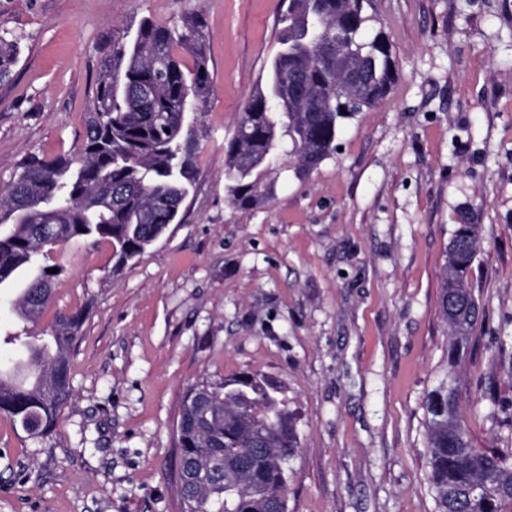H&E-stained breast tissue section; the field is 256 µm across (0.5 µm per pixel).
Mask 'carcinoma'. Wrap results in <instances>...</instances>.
<instances>
[{
  "label": "carcinoma",
  "mask_w": 512,
  "mask_h": 512,
  "mask_svg": "<svg viewBox=\"0 0 512 512\" xmlns=\"http://www.w3.org/2000/svg\"><path fill=\"white\" fill-rule=\"evenodd\" d=\"M366 0H288L280 12L279 50L240 113L225 144L224 180L231 199L253 205L267 196L284 145L294 173L305 176L336 151L342 121L387 98L395 78L391 46L372 31ZM310 34H305V27ZM193 11L180 22L143 19L132 42L113 40L95 86L85 135L73 153L30 154L0 192V287L23 282L16 316L36 323L64 272L48 263L75 238L112 244L117 265L140 256L179 215L197 176V142L187 114L201 112L212 86L203 36ZM20 36L0 29V82L10 79ZM360 64L366 83L358 107L345 109L341 68ZM480 248L479 225L462 217L445 247L440 310L451 331L442 375L422 402L426 477L434 512H512V451L474 448L462 420L467 388L458 369L469 352L479 302L468 273ZM57 272H51L52 268ZM87 310L60 314L42 335H7L20 356L0 360V417L29 438H43L72 398L69 351ZM183 399L180 452L204 469L224 458V481L202 480L180 491L184 512H288V465L298 448L295 421L268 379L242 374L209 386L208 413L198 397ZM492 489L475 496L477 484Z\"/></svg>",
  "instance_id": "cac0c4a2"
}]
</instances>
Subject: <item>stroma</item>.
I'll list each match as a JSON object with an SVG mask.
<instances>
[{
	"label": "stroma",
	"mask_w": 512,
	"mask_h": 512,
	"mask_svg": "<svg viewBox=\"0 0 512 512\" xmlns=\"http://www.w3.org/2000/svg\"><path fill=\"white\" fill-rule=\"evenodd\" d=\"M204 16L212 91L179 223L117 265L107 241L57 247L37 324L84 306L73 397L51 433L0 418V512H181L177 423L191 386L248 373L297 421L288 512H433L421 407L450 331L444 250L480 227V303L460 376L478 448H512V0H371L396 67L337 152L250 206L226 141L279 48V0H0L20 35L0 83V189L28 154L80 143L113 38Z\"/></svg>",
	"instance_id": "obj_1"
}]
</instances>
